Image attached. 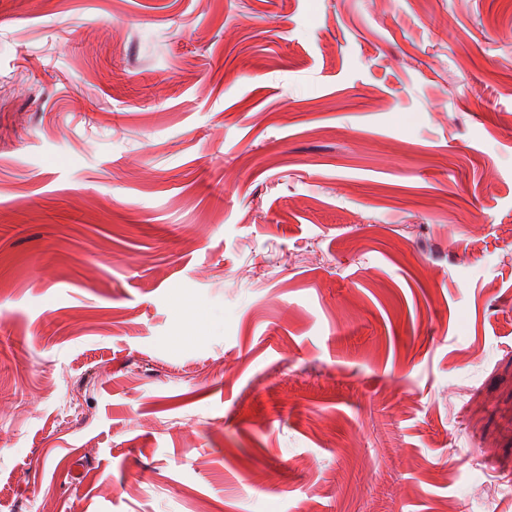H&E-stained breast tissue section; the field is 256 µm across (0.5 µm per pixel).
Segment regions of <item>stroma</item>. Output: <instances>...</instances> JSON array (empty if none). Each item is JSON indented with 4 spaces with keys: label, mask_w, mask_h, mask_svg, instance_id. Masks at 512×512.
<instances>
[{
    "label": "stroma",
    "mask_w": 512,
    "mask_h": 512,
    "mask_svg": "<svg viewBox=\"0 0 512 512\" xmlns=\"http://www.w3.org/2000/svg\"><path fill=\"white\" fill-rule=\"evenodd\" d=\"M508 474L512 0H0V512Z\"/></svg>",
    "instance_id": "1"
}]
</instances>
